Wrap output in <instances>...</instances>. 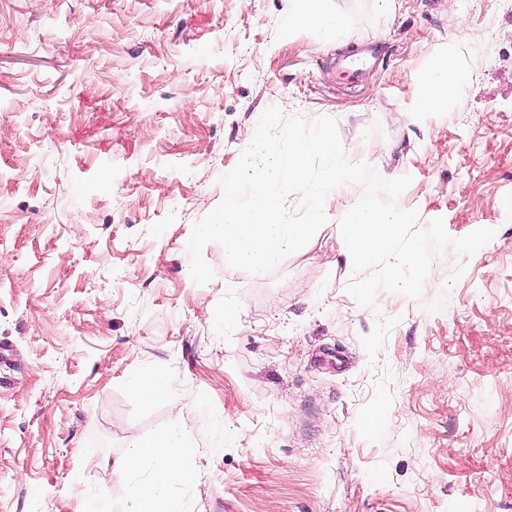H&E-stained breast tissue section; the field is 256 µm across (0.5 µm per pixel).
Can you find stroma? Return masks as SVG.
<instances>
[{
  "label": "stroma",
  "instance_id": "1",
  "mask_svg": "<svg viewBox=\"0 0 512 512\" xmlns=\"http://www.w3.org/2000/svg\"><path fill=\"white\" fill-rule=\"evenodd\" d=\"M397 2L327 0L350 19L336 43L281 40L289 0H0V512L124 500L106 458L176 407L187 512H512V19ZM367 45L349 80L338 57ZM448 57L455 103L417 111ZM273 105L411 175L419 227L495 237L438 254L417 300L358 305L334 217L261 277L207 244L196 284L193 225ZM138 370L168 398H135ZM129 390L145 402H154L168 397V384L160 373L132 372L126 380Z\"/></svg>",
  "mask_w": 512,
  "mask_h": 512
}]
</instances>
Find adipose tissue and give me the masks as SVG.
<instances>
[{"mask_svg": "<svg viewBox=\"0 0 512 512\" xmlns=\"http://www.w3.org/2000/svg\"><path fill=\"white\" fill-rule=\"evenodd\" d=\"M348 19L325 8L320 0H292L281 39H290L303 28H313L330 39L347 34ZM462 74L453 61L428 69L416 88L418 109L433 112L447 108L455 99ZM195 432L182 411H174L152 433L129 444L112 464L114 480L132 485L124 512H184L176 488L193 485L198 477Z\"/></svg>", "mask_w": 512, "mask_h": 512, "instance_id": "obj_1", "label": "adipose tissue"}]
</instances>
